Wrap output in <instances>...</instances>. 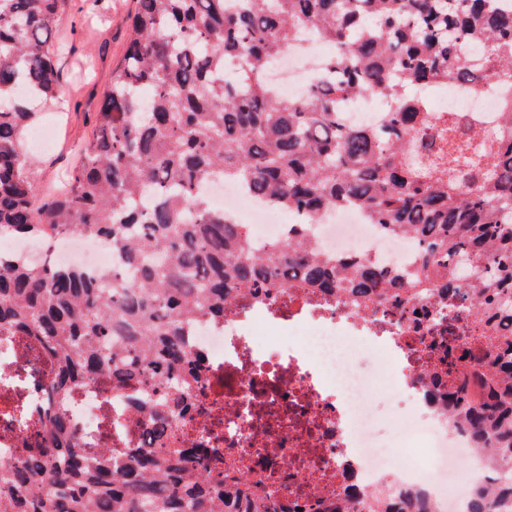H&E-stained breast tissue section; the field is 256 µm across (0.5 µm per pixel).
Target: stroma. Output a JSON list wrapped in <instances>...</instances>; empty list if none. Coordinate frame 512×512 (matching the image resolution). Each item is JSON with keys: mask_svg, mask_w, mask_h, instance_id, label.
<instances>
[{"mask_svg": "<svg viewBox=\"0 0 512 512\" xmlns=\"http://www.w3.org/2000/svg\"><path fill=\"white\" fill-rule=\"evenodd\" d=\"M135 7L136 0H63L53 28L61 95L54 106L42 108L38 120L50 127L52 141L43 147L25 143L40 187L66 180L76 149L91 137L103 92L125 53Z\"/></svg>", "mask_w": 512, "mask_h": 512, "instance_id": "35a3bbf8", "label": "stroma"}]
</instances>
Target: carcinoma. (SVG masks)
<instances>
[{"label": "carcinoma", "instance_id": "obj_1", "mask_svg": "<svg viewBox=\"0 0 512 512\" xmlns=\"http://www.w3.org/2000/svg\"><path fill=\"white\" fill-rule=\"evenodd\" d=\"M61 0H0V239L46 249L79 231L120 261L101 278L47 256L0 252V337L50 348L38 447L0 460V512H282L224 465L218 448H168L194 406L204 355L186 342L198 320L224 321L234 294L270 295L297 278L400 308L426 293L468 304L481 335L427 366L448 415L476 447L512 468V6L501 0H137L93 136L66 186L43 191L24 152L57 98L52 49ZM335 47L321 82L282 96L268 70L299 33ZM453 84L508 91L497 139L475 150L457 120L416 91ZM386 103L372 128L346 127L336 104ZM440 132V156L417 154ZM236 182L288 211L354 205L412 238L416 267L349 265L290 238L264 256L242 224L213 211L202 184ZM130 389L155 447L85 448L62 402L91 382ZM310 512H346L312 495Z\"/></svg>", "mask_w": 512, "mask_h": 512}]
</instances>
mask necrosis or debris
<instances>
[{
  "label": "necrosis or debris",
  "mask_w": 512,
  "mask_h": 512,
  "mask_svg": "<svg viewBox=\"0 0 512 512\" xmlns=\"http://www.w3.org/2000/svg\"><path fill=\"white\" fill-rule=\"evenodd\" d=\"M324 55L314 39L300 34L270 81L295 96L319 80ZM442 112L463 121L489 117L472 142L496 136L492 117L499 96L471 97L455 86L433 90ZM205 192L226 220L246 225L254 250L287 241L296 229L322 252L345 259L412 266L415 253L405 238L385 233L356 207L326 213H291L286 222L266 223L275 204L255 198L236 183L210 180ZM86 237L70 234L48 253L92 274L111 270L117 254L104 244L87 248ZM416 313H399L343 294L283 289L265 299L237 297L220 324L196 323L188 344L203 352L209 370L198 391V408L172 425L176 448H220L257 492L285 502L313 490L345 497L378 496L390 512H411L425 498L434 512H467L472 480L500 503L512 490L496 482L498 466L478 451L463 423L450 419L426 374L431 344L443 325L457 341L476 333L470 310L417 300ZM45 351L37 342L0 343V367L14 384L0 389V458H12L43 414ZM387 403H380L379 391ZM67 412L80 437L104 448H146L147 424L132 409L127 391L85 386ZM468 458V474L459 461Z\"/></svg>",
  "instance_id": "necrosis-or-debris-1"
}]
</instances>
